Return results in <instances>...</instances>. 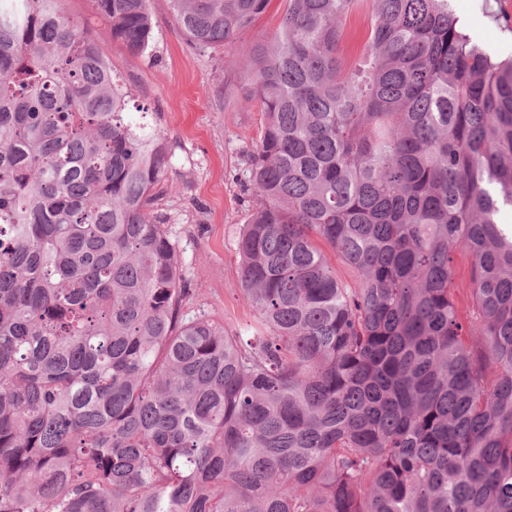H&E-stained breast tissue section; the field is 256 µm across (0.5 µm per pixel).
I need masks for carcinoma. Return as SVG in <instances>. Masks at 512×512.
Segmentation results:
<instances>
[{"instance_id":"cac0c4a2","label":"carcinoma","mask_w":512,"mask_h":512,"mask_svg":"<svg viewBox=\"0 0 512 512\" xmlns=\"http://www.w3.org/2000/svg\"><path fill=\"white\" fill-rule=\"evenodd\" d=\"M59 2L0 0V512H512V59L448 0H371L344 70L360 0H286L233 91L265 116L244 336L183 311L165 132ZM169 2L205 53L270 0ZM94 7L152 48L150 0ZM372 21L371 4L365 3L343 22L340 56L346 67L357 63L364 52ZM471 259L465 252H457L454 256V276L452 288L456 298L462 301L464 306L471 304Z\"/></svg>"}]
</instances>
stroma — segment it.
I'll use <instances>...</instances> for the list:
<instances>
[{
	"instance_id": "stroma-1",
	"label": "stroma",
	"mask_w": 512,
	"mask_h": 512,
	"mask_svg": "<svg viewBox=\"0 0 512 512\" xmlns=\"http://www.w3.org/2000/svg\"><path fill=\"white\" fill-rule=\"evenodd\" d=\"M450 6L480 45L497 58L512 57V0H450ZM150 8L156 41L149 54L109 49L114 71L170 143L171 167L148 209L178 242L189 288L185 311L241 329L254 313L238 289L237 242L252 207L248 158L265 117L258 105H240L229 92L243 72L237 50L198 52L180 34L169 0H151ZM371 21L367 4L344 21L345 66L361 59Z\"/></svg>"
}]
</instances>
